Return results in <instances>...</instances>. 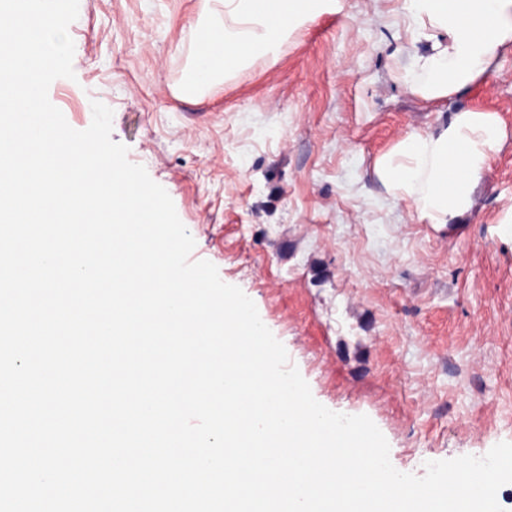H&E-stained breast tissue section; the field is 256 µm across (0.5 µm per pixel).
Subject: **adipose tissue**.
<instances>
[{
    "label": "adipose tissue",
    "instance_id": "ef3b65f1",
    "mask_svg": "<svg viewBox=\"0 0 512 512\" xmlns=\"http://www.w3.org/2000/svg\"><path fill=\"white\" fill-rule=\"evenodd\" d=\"M193 39L196 50L183 89L197 92L226 69L273 50L293 28L313 20L327 0H216ZM407 21L424 40L405 76L426 100L451 99L485 82L512 53V0H405ZM507 140L496 113L465 109L430 132L409 131L374 172L419 219L459 223L474 207L473 189Z\"/></svg>",
    "mask_w": 512,
    "mask_h": 512
}]
</instances>
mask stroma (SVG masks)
<instances>
[{"instance_id":"35a3bbf8","label":"stroma","mask_w":512,"mask_h":512,"mask_svg":"<svg viewBox=\"0 0 512 512\" xmlns=\"http://www.w3.org/2000/svg\"><path fill=\"white\" fill-rule=\"evenodd\" d=\"M205 0H79L74 79L48 96L77 130L92 101L170 195L191 260L240 287L314 398L371 418L399 471L512 441V54L486 84L413 95L404 0H330L269 55L186 95ZM468 106L509 136L477 207L438 229L375 176L406 132Z\"/></svg>"}]
</instances>
